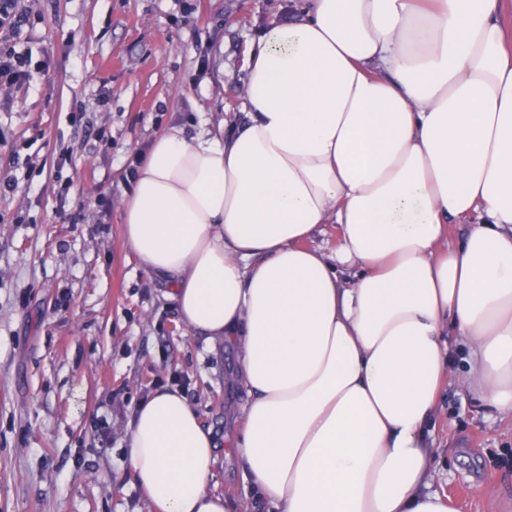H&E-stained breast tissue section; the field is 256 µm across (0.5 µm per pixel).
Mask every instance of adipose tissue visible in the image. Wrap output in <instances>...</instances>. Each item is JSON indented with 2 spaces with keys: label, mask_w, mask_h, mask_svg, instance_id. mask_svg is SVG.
I'll use <instances>...</instances> for the list:
<instances>
[{
  "label": "adipose tissue",
  "mask_w": 512,
  "mask_h": 512,
  "mask_svg": "<svg viewBox=\"0 0 512 512\" xmlns=\"http://www.w3.org/2000/svg\"><path fill=\"white\" fill-rule=\"evenodd\" d=\"M247 55L243 120L154 139L123 241L237 348L232 446L273 512H455L425 433L450 337L464 391L512 418V0H301ZM322 224L334 253L307 244ZM127 444L151 512H236L179 388Z\"/></svg>",
  "instance_id": "1"
}]
</instances>
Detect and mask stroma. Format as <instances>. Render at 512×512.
<instances>
[{"instance_id":"1","label":"stroma","mask_w":512,"mask_h":512,"mask_svg":"<svg viewBox=\"0 0 512 512\" xmlns=\"http://www.w3.org/2000/svg\"><path fill=\"white\" fill-rule=\"evenodd\" d=\"M32 58L0 89V512H149L123 461L136 405L178 381L214 430L213 486L269 512L231 443L248 400L121 234L135 154L239 118L244 50L292 0H19ZM67 156L58 166L59 156ZM71 181L68 195L61 182ZM434 487L457 512H512V420L445 387ZM483 495H474L473 484Z\"/></svg>"}]
</instances>
